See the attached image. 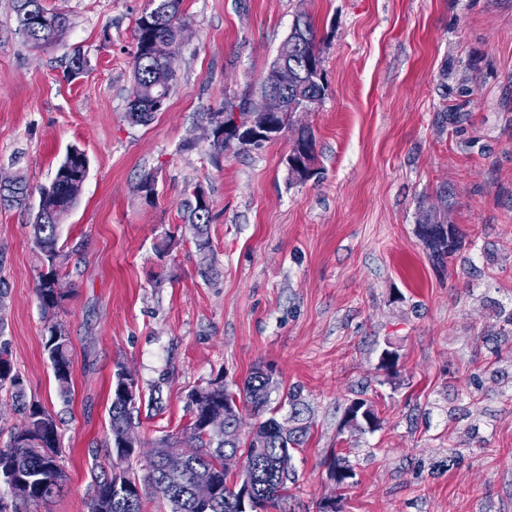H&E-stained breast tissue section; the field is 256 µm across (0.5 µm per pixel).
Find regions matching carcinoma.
<instances>
[{"label": "carcinoma", "instance_id": "obj_1", "mask_svg": "<svg viewBox=\"0 0 512 512\" xmlns=\"http://www.w3.org/2000/svg\"><path fill=\"white\" fill-rule=\"evenodd\" d=\"M182 0H150V7L136 19L134 37L142 30L172 48L181 40ZM19 33L33 46L54 43L62 36L66 26H56L60 17L50 12L41 0H15ZM320 59L316 33L312 22L296 19L287 38L281 44L276 60L264 76L255 95L235 102L226 100L208 113V126L224 124V114L240 113L244 122L259 123L266 113L264 100L269 89L281 95L282 112L274 120L285 130L295 132L290 153H303L307 162L314 160L315 137L311 129L297 124L296 117L310 112L325 95L323 77L317 74L314 62ZM134 86L128 100L127 118L133 123H146L158 112L155 104L167 102L173 89L176 75L173 69L165 68L145 56L136 48L133 56ZM72 153L65 155L58 166L50 185L41 188L37 209L32 224L40 272L35 288L36 296L45 314L60 309L65 294H58L60 268L67 255L59 247V226L63 216L76 205L85 180L88 157L84 150L71 147ZM32 192L23 176L17 175L0 187V206H30ZM186 227L191 231L200 252L210 249L207 227L211 221V208L201 207L191 198L185 201ZM418 234L431 257L443 262L460 250L463 234L455 224L441 220L432 214H424L418 221ZM69 336L61 324L48 322L44 351L56 370L55 378L62 393L69 392L72 358ZM126 368L117 366L112 377V403L110 407L109 437L106 443L108 456L122 462L132 457L130 452L116 447L125 431L135 424V406L121 395V384ZM8 386L24 415L23 427L13 433L9 444L0 448V471L11 480L22 479L30 487L24 498L17 499L23 505H47L59 496L64 488L63 470L58 463L59 436L53 415L39 404L25 403L24 379L13 372L9 352L0 344V387ZM276 389L273 375L261 368L253 369L245 378L239 392L217 385L209 392L192 389L187 395L191 413L188 426L192 450L186 453L183 468L178 473L166 469L165 450L173 447L166 436L153 443L148 455V475L140 482L129 472H123L125 483H114L113 474L103 469L94 474L89 486V499L95 512H144L145 494L149 493L165 500L171 512H242L240 510L241 485L235 481L230 485L227 477L231 466L240 464L236 477L250 476L249 497L258 512L284 500L287 490L288 472L281 465L290 461V449L302 444L307 427L287 428L269 412L270 395ZM224 410L227 432L208 435L202 431L201 423L208 409ZM247 409L256 418L252 434L243 439L239 428L241 411ZM348 419L369 430L375 428L378 418L366 401H353L346 408ZM200 480L210 481L216 488L213 498L204 506L194 497V486Z\"/></svg>", "mask_w": 512, "mask_h": 512}]
</instances>
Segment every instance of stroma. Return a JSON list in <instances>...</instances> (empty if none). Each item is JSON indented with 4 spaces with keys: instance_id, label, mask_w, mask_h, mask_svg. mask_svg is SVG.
<instances>
[{
    "instance_id": "35a3bbf8",
    "label": "stroma",
    "mask_w": 512,
    "mask_h": 512,
    "mask_svg": "<svg viewBox=\"0 0 512 512\" xmlns=\"http://www.w3.org/2000/svg\"><path fill=\"white\" fill-rule=\"evenodd\" d=\"M69 25L32 48L0 0V178L49 185L67 149L89 159L60 226L68 255L57 314L70 340L69 399L43 351L34 214L0 207V342L27 402L57 419L63 494L49 512H86L92 464L111 467L112 374L142 393L124 467L148 472L147 445L181 435L187 394L240 386L271 369L279 418L288 392L310 434L292 449L290 496L268 512H512V0H184L177 84L163 112L130 123L135 21L148 0H42ZM327 83L300 114L316 138L314 177L289 178L294 135L215 150L209 108L254 92L298 14ZM88 65L68 77L73 50ZM157 177L148 200L137 185ZM211 203L210 250L181 227L195 187ZM447 201H440V192ZM466 234L433 261L422 212ZM177 243L159 253L166 232ZM396 352L383 368L384 350ZM381 420L348 422L351 401ZM342 456L354 476L337 485Z\"/></svg>"
}]
</instances>
